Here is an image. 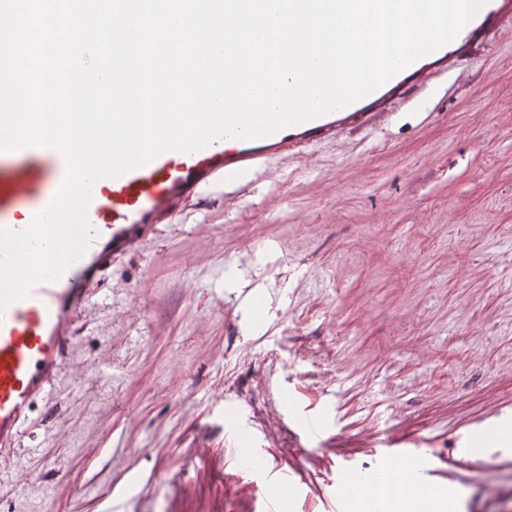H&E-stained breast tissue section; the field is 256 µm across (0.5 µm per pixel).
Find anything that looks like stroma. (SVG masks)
<instances>
[{"label":"stroma","instance_id":"obj_1","mask_svg":"<svg viewBox=\"0 0 512 512\" xmlns=\"http://www.w3.org/2000/svg\"><path fill=\"white\" fill-rule=\"evenodd\" d=\"M405 95L389 123L274 161L236 199H194L101 274L53 391L0 449V512H234L192 455L224 450L231 410L319 494L339 474L282 425L291 392L332 410L367 477L373 443L445 454L512 397V33ZM454 494L456 512H512V464Z\"/></svg>","mask_w":512,"mask_h":512}]
</instances>
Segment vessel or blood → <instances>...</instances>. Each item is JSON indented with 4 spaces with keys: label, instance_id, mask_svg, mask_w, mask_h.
Wrapping results in <instances>:
<instances>
[{
    "label": "vessel or blood",
    "instance_id": "obj_1",
    "mask_svg": "<svg viewBox=\"0 0 512 512\" xmlns=\"http://www.w3.org/2000/svg\"><path fill=\"white\" fill-rule=\"evenodd\" d=\"M509 20L512 0H485L454 40L347 107L255 140L220 138L191 153L166 152L117 178L96 181L86 211L91 234L84 254L58 281L36 284L29 297L0 312V447L15 446L34 405L51 391L74 319L100 273L138 249L146 233L173 223L189 198L208 189L259 174L311 144L388 122L391 115L384 112L385 104L396 102L413 86L434 89L466 49ZM66 174L67 162L58 149L25 146L0 151V230L29 227L53 201ZM288 424L298 437L321 449L335 447L338 440L329 412L302 416L292 410ZM452 446L455 454L446 461L425 454L416 442L379 444L374 477H363L352 465L342 464L343 482L327 495L344 507L353 491L376 493L378 482L392 476L398 479L395 492L401 497L415 489L450 495L458 482L485 465L487 449L512 447V404L463 426ZM273 471L293 489L306 483L303 471L284 461L275 462ZM236 496L240 512H277L276 501L259 500L253 484H237Z\"/></svg>",
    "mask_w": 512,
    "mask_h": 512
}]
</instances>
